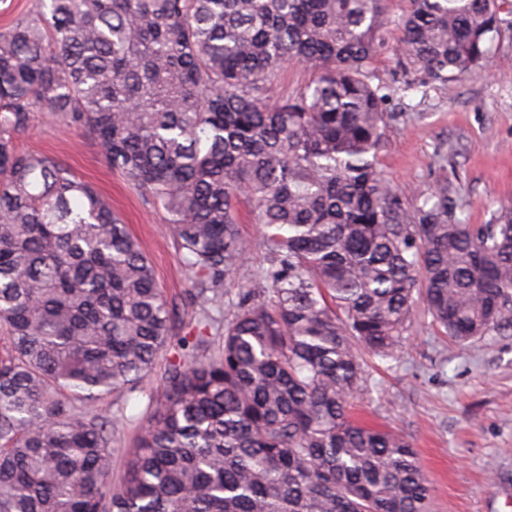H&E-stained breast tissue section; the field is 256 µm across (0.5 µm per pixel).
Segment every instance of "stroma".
<instances>
[{
  "mask_svg": "<svg viewBox=\"0 0 512 512\" xmlns=\"http://www.w3.org/2000/svg\"><path fill=\"white\" fill-rule=\"evenodd\" d=\"M399 36L390 27L388 49L371 64L374 82L397 87L390 109L401 115L386 131L382 168L398 185L420 191L448 182L459 199L458 218L489 223L501 206L512 205V68L502 64L512 60V41L503 40L487 68L462 82L405 93L394 51ZM18 144L67 165L110 202L174 304L177 333L191 334L196 320L185 303L189 274L165 213L112 170L92 135L49 113H34ZM368 371L370 394L354 401L353 412L413 443L430 483L432 512H512V328L462 350L438 332L419 302L397 358L369 359ZM162 393L156 373L145 391L97 403L96 413L112 431L113 476L124 470L150 415V398Z\"/></svg>",
  "mask_w": 512,
  "mask_h": 512,
  "instance_id": "35a3bbf8",
  "label": "stroma"
}]
</instances>
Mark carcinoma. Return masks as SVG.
<instances>
[{
    "label": "carcinoma",
    "mask_w": 512,
    "mask_h": 512,
    "mask_svg": "<svg viewBox=\"0 0 512 512\" xmlns=\"http://www.w3.org/2000/svg\"><path fill=\"white\" fill-rule=\"evenodd\" d=\"M389 0H40L0 29V512H428L410 442L358 421L364 356H395L415 298L454 343L512 326V205L464 224L443 182L380 168L390 90L369 67ZM396 51L416 90L487 64L508 0H409ZM314 78L267 103L287 62ZM94 136L162 208L201 328L262 226L268 294L240 288L222 345L176 336L112 206L16 147L35 112ZM162 399L112 482L94 404Z\"/></svg>",
    "instance_id": "obj_1"
}]
</instances>
